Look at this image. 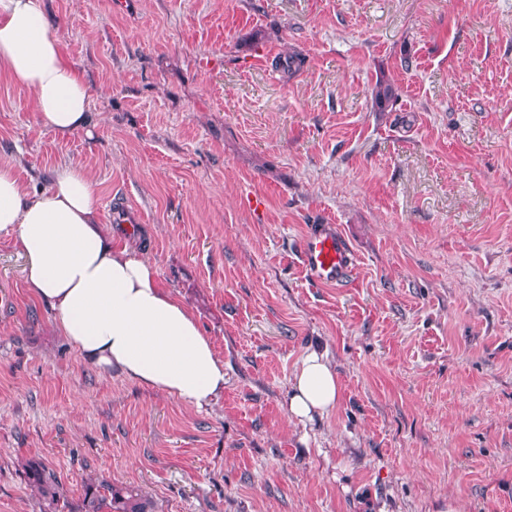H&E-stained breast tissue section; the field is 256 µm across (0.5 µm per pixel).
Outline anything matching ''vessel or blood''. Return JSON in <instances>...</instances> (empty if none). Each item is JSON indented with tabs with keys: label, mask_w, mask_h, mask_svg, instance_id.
Listing matches in <instances>:
<instances>
[{
	"label": "vessel or blood",
	"mask_w": 512,
	"mask_h": 512,
	"mask_svg": "<svg viewBox=\"0 0 512 512\" xmlns=\"http://www.w3.org/2000/svg\"><path fill=\"white\" fill-rule=\"evenodd\" d=\"M300 263L309 279L317 284L341 282L353 264V255L334 225L317 224L306 233Z\"/></svg>",
	"instance_id": "obj_1"
}]
</instances>
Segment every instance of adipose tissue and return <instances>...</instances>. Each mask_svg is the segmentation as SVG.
Instances as JSON below:
<instances>
[{"instance_id": "adipose-tissue-1", "label": "adipose tissue", "mask_w": 512, "mask_h": 512, "mask_svg": "<svg viewBox=\"0 0 512 512\" xmlns=\"http://www.w3.org/2000/svg\"><path fill=\"white\" fill-rule=\"evenodd\" d=\"M0 74L29 90L42 128L64 136L88 126L90 88L60 49L41 0H0ZM91 174L63 163L29 191L0 164V233L25 258L26 284L98 367L200 408L224 391V361L193 312L158 283L143 252L114 245L99 222ZM341 384L324 354L309 352L289 382L288 415L331 412Z\"/></svg>"}]
</instances>
